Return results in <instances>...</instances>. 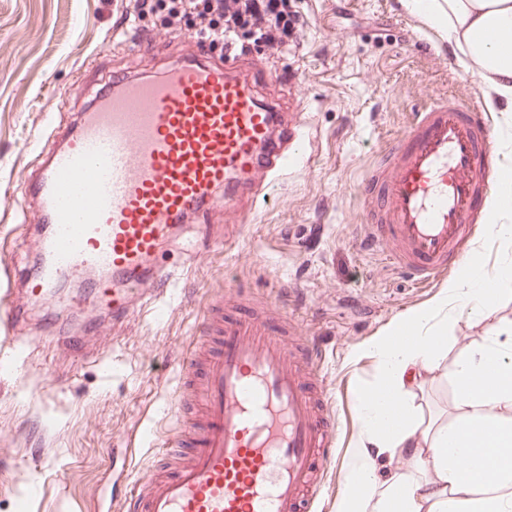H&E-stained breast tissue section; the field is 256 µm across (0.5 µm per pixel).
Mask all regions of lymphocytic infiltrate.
I'll use <instances>...</instances> for the list:
<instances>
[{
  "label": "lymphocytic infiltrate",
  "instance_id": "lymphocytic-infiltrate-1",
  "mask_svg": "<svg viewBox=\"0 0 512 512\" xmlns=\"http://www.w3.org/2000/svg\"><path fill=\"white\" fill-rule=\"evenodd\" d=\"M121 5L124 19L154 15L165 35L189 37L212 49L257 50L272 57L301 43L291 0H121Z\"/></svg>",
  "mask_w": 512,
  "mask_h": 512
}]
</instances>
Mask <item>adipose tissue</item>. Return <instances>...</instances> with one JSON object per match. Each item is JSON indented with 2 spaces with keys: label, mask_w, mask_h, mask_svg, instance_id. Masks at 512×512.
Returning <instances> with one entry per match:
<instances>
[{
  "label": "adipose tissue",
  "mask_w": 512,
  "mask_h": 512,
  "mask_svg": "<svg viewBox=\"0 0 512 512\" xmlns=\"http://www.w3.org/2000/svg\"><path fill=\"white\" fill-rule=\"evenodd\" d=\"M425 25L440 31L466 72L512 105V0H413ZM512 171L499 177L486 241L506 252L494 273L480 258L426 306L398 316L360 354L377 364L358 400L360 444L352 450L336 512H512V321L457 349L450 418H420L408 395L442 367L448 325L484 318L512 296ZM389 462L380 470V462Z\"/></svg>",
  "instance_id": "ef3b65f1"
}]
</instances>
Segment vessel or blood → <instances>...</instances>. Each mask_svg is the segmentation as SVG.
I'll return each mask as SVG.
<instances>
[{
	"label": "vessel or blood",
	"instance_id": "obj_1",
	"mask_svg": "<svg viewBox=\"0 0 512 512\" xmlns=\"http://www.w3.org/2000/svg\"><path fill=\"white\" fill-rule=\"evenodd\" d=\"M154 70L113 72L89 90L71 127H45L47 148L27 194L48 230L28 278L0 264V344H14L20 280L46 298L94 270L87 297L127 318L136 296L160 299L176 272L163 249L210 213L242 215L271 202L307 137L302 112L265 96L280 75L253 54L192 51ZM489 113L456 98L424 103L365 185V245L400 244L398 264L418 285L445 277L474 242L498 186ZM230 290L196 333L203 351L180 365V428L167 436L124 512H316L338 460L336 420L316 381L322 353L290 343L297 324L275 304L241 308Z\"/></svg>",
	"mask_w": 512,
	"mask_h": 512
}]
</instances>
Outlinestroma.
<instances>
[{
  "mask_svg": "<svg viewBox=\"0 0 512 512\" xmlns=\"http://www.w3.org/2000/svg\"><path fill=\"white\" fill-rule=\"evenodd\" d=\"M304 47L282 52L277 70L298 71L311 142L248 223L223 213L192 228L168 256L186 267L159 300L122 323L77 303L79 281L53 301L21 298L14 347L0 353V512H121L174 430L179 363L204 307L231 288L277 301L323 349L318 379L340 429L358 439L357 404L375 380L367 339L431 301L390 248L366 249L360 185L379 151L404 134L421 104L449 96L504 114L487 90L426 28L408 0H295ZM121 24L116 0H0V254L27 271L39 258L40 211L23 173L37 163L45 116L71 122L87 83L148 68ZM78 338L87 357L74 355ZM423 413L448 417L450 378L425 376Z\"/></svg>",
  "mask_w": 512,
  "mask_h": 512,
  "instance_id": "obj_1",
  "label": "stroma"
}]
</instances>
